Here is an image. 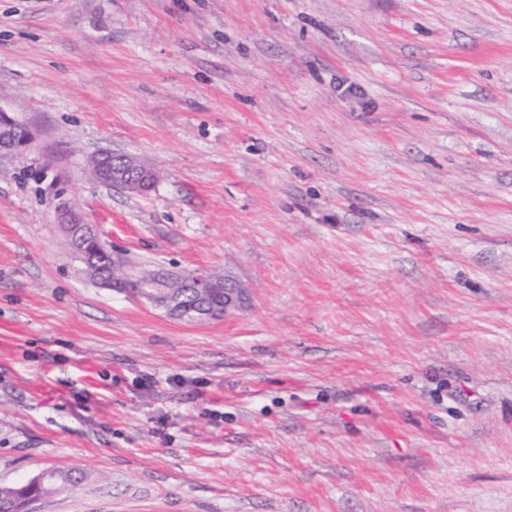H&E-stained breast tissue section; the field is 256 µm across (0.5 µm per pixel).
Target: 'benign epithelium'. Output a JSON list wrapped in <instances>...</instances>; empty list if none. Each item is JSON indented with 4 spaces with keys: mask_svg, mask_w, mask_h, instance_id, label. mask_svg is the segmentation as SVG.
<instances>
[{
    "mask_svg": "<svg viewBox=\"0 0 512 512\" xmlns=\"http://www.w3.org/2000/svg\"><path fill=\"white\" fill-rule=\"evenodd\" d=\"M112 163V180L107 182L108 186L129 192L144 191L147 172L127 169L120 164L116 155L112 156ZM56 214L57 222L70 239L75 255L84 265L85 273L105 288L132 294L171 316L197 320L215 317L213 299L218 295L224 296L226 314L240 311L250 303L247 289L235 280L227 276L219 279L208 272L186 274L166 266H158L152 275L145 276L139 266L116 258L115 267L121 270L122 275L111 279L95 268L87 250L89 241H100L95 225L81 222L75 207L69 202L60 203Z\"/></svg>",
    "mask_w": 512,
    "mask_h": 512,
    "instance_id": "obj_1",
    "label": "benign epithelium"
}]
</instances>
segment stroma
Returning a JSON list of instances; mask_svg holds the SVG:
<instances>
[{
	"label": "stroma",
	"instance_id": "1",
	"mask_svg": "<svg viewBox=\"0 0 512 512\" xmlns=\"http://www.w3.org/2000/svg\"><path fill=\"white\" fill-rule=\"evenodd\" d=\"M0 107V485L86 473L31 512H512V0H0ZM62 198L249 306L96 286ZM121 155H109L110 163L102 172L98 173L95 180L106 182L112 177V181L105 185L120 188L129 192H145L144 186L147 182V169L144 172L129 170L120 164ZM114 163V166H113Z\"/></svg>",
	"mask_w": 512,
	"mask_h": 512
}]
</instances>
